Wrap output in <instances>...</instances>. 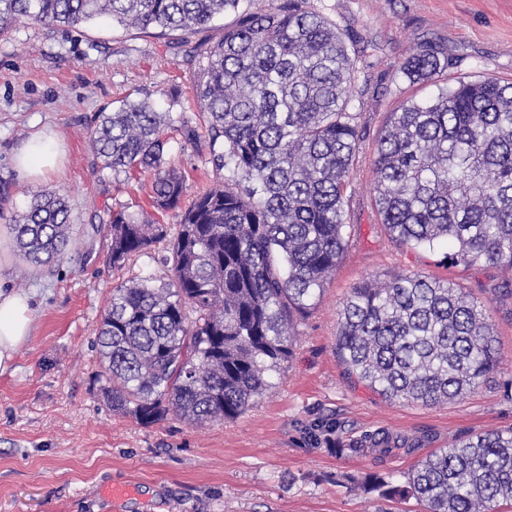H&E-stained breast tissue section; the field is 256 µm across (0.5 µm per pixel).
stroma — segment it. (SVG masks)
<instances>
[{
  "label": "stroma",
  "instance_id": "35a3bbf8",
  "mask_svg": "<svg viewBox=\"0 0 512 512\" xmlns=\"http://www.w3.org/2000/svg\"><path fill=\"white\" fill-rule=\"evenodd\" d=\"M349 38L356 59L352 101L363 142L348 222L351 244L310 313L272 386L242 416L192 426L176 415L145 427L113 414L96 381L95 329L112 290L131 277L165 282L164 244L120 269L107 261L100 227L112 207L145 211L166 227L179 210L151 204L153 176L101 171L89 137L94 117L125 97L203 126L187 51L224 34L223 21L189 34H144L93 21L82 31L23 25L0 38V228L48 188L65 194L75 252L54 270L15 249L0 283L33 298L34 330L0 375V512H425L412 498L387 500L359 483L376 475L400 485L423 459L476 433L512 428V273L455 265L448 248L391 240L374 202V148L390 112L437 86L403 73L427 39L446 49L440 85L457 78L512 80V0H314ZM39 131L56 134L62 166L22 181L16 151ZM166 157L183 174L185 200L222 182L209 141L167 135ZM419 274L456 283L487 309L500 364L464 398L425 406L388 400L349 376L336 356L340 309L369 277ZM393 453L368 449L369 436ZM115 484L133 494L115 499Z\"/></svg>",
  "mask_w": 512,
  "mask_h": 512
}]
</instances>
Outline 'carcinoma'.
I'll return each mask as SVG.
<instances>
[{
  "mask_svg": "<svg viewBox=\"0 0 512 512\" xmlns=\"http://www.w3.org/2000/svg\"><path fill=\"white\" fill-rule=\"evenodd\" d=\"M242 0H0V35L22 24L194 32L236 13L218 41L198 44L194 91L224 182L181 206L182 173L165 156L177 120L149 97L98 115L101 170L151 171L153 205L180 209L176 233L149 216L110 210V265L169 241L168 282L136 277L112 289L96 329L97 382L112 413L143 426L173 413L202 426L245 414L290 357L295 325L349 245L352 173L363 142L346 36L308 0L268 11ZM448 56L420 42L404 73L428 82ZM375 204L402 245L445 244L452 263L512 271V81L466 80L389 114L375 147ZM17 251L59 265L72 243L65 197L46 189L12 218ZM336 354L346 372L390 399L431 406L474 390L498 367L486 308L453 283L393 274L343 302ZM427 512L512 506V430L433 452L405 484L362 483Z\"/></svg>",
  "mask_w": 512,
  "mask_h": 512,
  "instance_id": "obj_1",
  "label": "carcinoma"
}]
</instances>
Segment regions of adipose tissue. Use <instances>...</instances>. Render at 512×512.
Segmentation results:
<instances>
[{
    "label": "adipose tissue",
    "mask_w": 512,
    "mask_h": 512,
    "mask_svg": "<svg viewBox=\"0 0 512 512\" xmlns=\"http://www.w3.org/2000/svg\"><path fill=\"white\" fill-rule=\"evenodd\" d=\"M57 142L37 135L16 156L23 179L48 178L55 170ZM33 309L29 296L0 287V374L7 372L18 346L32 334Z\"/></svg>",
    "instance_id": "1"
}]
</instances>
